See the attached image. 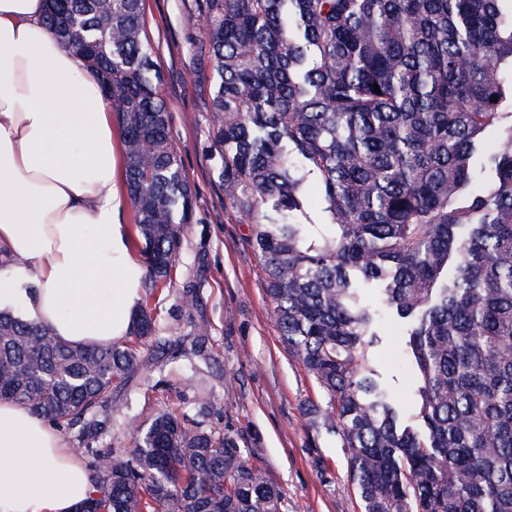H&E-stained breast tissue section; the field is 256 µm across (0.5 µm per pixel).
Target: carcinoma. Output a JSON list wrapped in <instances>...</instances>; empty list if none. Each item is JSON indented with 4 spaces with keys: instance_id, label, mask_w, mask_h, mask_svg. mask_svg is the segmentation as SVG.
<instances>
[{
    "instance_id": "carcinoma-1",
    "label": "carcinoma",
    "mask_w": 512,
    "mask_h": 512,
    "mask_svg": "<svg viewBox=\"0 0 512 512\" xmlns=\"http://www.w3.org/2000/svg\"><path fill=\"white\" fill-rule=\"evenodd\" d=\"M205 4L218 178L253 224L284 342L328 396L306 414L344 448L363 512H512V0ZM46 21L110 101L146 283L165 287L193 200L143 0H46ZM311 177L331 218L318 243L298 221ZM361 282L408 323L416 426L370 365ZM158 331L147 296L133 333L162 347ZM138 368L131 346L71 345L0 311V401L76 433L95 484L76 512H282L265 471L188 414L156 415L128 453L96 447Z\"/></svg>"
}]
</instances>
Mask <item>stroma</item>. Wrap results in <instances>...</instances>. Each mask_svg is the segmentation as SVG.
Returning <instances> with one entry per match:
<instances>
[{
	"label": "stroma",
	"mask_w": 512,
	"mask_h": 512,
	"mask_svg": "<svg viewBox=\"0 0 512 512\" xmlns=\"http://www.w3.org/2000/svg\"><path fill=\"white\" fill-rule=\"evenodd\" d=\"M201 9L202 0H144L143 19L163 74L159 94L170 112V136L194 201L171 284L152 304L161 327L188 319L205 327L210 362L198 376L173 351L142 349L139 370L117 389L112 433L99 445L132 450L135 425L161 412L193 411L202 389L215 408L205 427L232 438L249 463L266 472L283 494V512H363L344 449L304 415L306 407L325 405L328 397L283 343L262 262L249 244L252 226L224 199L211 151L214 118ZM189 287L198 302L188 318L178 298ZM376 330L371 362L393 394L410 402L402 329L382 314Z\"/></svg>",
	"instance_id": "1"
}]
</instances>
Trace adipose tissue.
I'll list each match as a JSON object with an SVG mask.
<instances>
[{
    "label": "adipose tissue",
    "mask_w": 512,
    "mask_h": 512,
    "mask_svg": "<svg viewBox=\"0 0 512 512\" xmlns=\"http://www.w3.org/2000/svg\"><path fill=\"white\" fill-rule=\"evenodd\" d=\"M44 12L45 0H0V309L65 342H111L144 276L119 224L114 114ZM90 488L59 432L0 402V512H75Z\"/></svg>",
    "instance_id": "obj_1"
}]
</instances>
